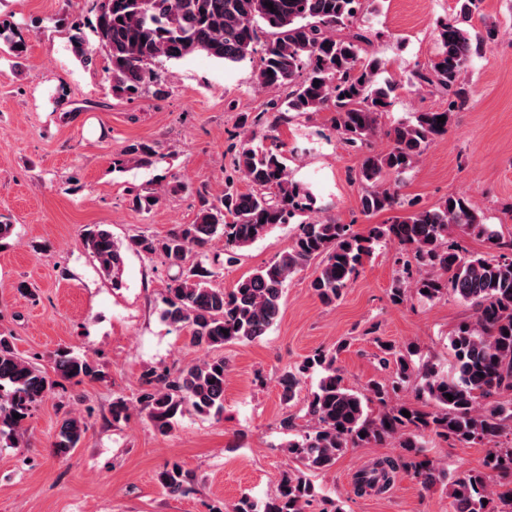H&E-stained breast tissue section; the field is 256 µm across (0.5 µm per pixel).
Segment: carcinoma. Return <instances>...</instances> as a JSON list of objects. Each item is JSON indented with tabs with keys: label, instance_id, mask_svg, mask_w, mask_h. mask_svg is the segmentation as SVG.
Listing matches in <instances>:
<instances>
[{
	"label": "carcinoma",
	"instance_id": "cac0c4a2",
	"mask_svg": "<svg viewBox=\"0 0 512 512\" xmlns=\"http://www.w3.org/2000/svg\"><path fill=\"white\" fill-rule=\"evenodd\" d=\"M367 0H94L92 48L81 23L70 25L72 52L85 66L95 64L96 50L105 52L112 94L132 99L158 85L156 61L180 60L204 54L226 65L255 55L259 64L255 85L270 93L266 111L281 118L313 112L331 113L330 124L344 143L361 154L356 179L363 185L361 208L367 215L402 206L388 178L413 168L436 140L448 132L440 117L464 108L469 92L462 81L472 61L488 49V38L466 23L480 12L482 0H456L454 12L437 24L438 52L413 72L421 87L448 96L443 111L417 112L411 120L385 132L391 145L376 151L371 138L378 119L388 111L401 84L379 79L389 62L368 53L370 29L360 21ZM273 4L268 8L267 4ZM0 45L16 61L27 54L26 41L2 24ZM155 146L133 142L112 159V170L128 165L150 166ZM233 170L246 183L225 181L224 193L209 199L199 193L201 208L191 224H180L163 238L143 236L136 250L160 254L176 272L169 279L161 316L185 330L192 346L214 349L235 341H252L277 322L283 288L312 260H319L310 288L320 302L340 300L365 259L382 245L410 251L413 263L403 265V277L392 288V300L404 302L408 293L434 301L453 293L474 310L475 321L460 326L451 338L459 376L450 379L434 365L415 366L413 343L398 348L381 343L380 360L392 366L387 381H371L362 391L345 385L337 354L317 350L296 368L280 375L284 403L294 400L308 373L320 378L307 402L311 428L298 432L285 418L281 428L294 434L286 448L300 467L282 473L277 493L262 503L244 495L231 512H309L317 492L310 476L328 471L348 448L395 440L403 450L398 461L385 460L357 478V490L390 485L402 470L423 487L445 478L425 456L424 437L435 434L464 448H484L481 469L462 472L445 484L453 512H512V239L459 197L450 196L432 207L371 224L359 232L351 224L311 219L316 203L312 190L292 178L278 145L253 146L245 140L233 160ZM161 191L145 189L131 202L149 212ZM297 223L288 248L259 270L239 279L226 291L213 285L216 276L206 248L224 238L227 262L280 224ZM474 236L487 244L484 254L468 253L448 243L453 232ZM85 249L100 270L120 287L125 253L100 226L86 228ZM428 293H423V290ZM509 335H504V332ZM54 370L67 379H93L96 365L87 357L59 350ZM222 357H209L174 373L151 370L137 397L139 411L153 427L166 433L186 406L205 415L224 410ZM415 384L417 403H399V391ZM55 385L37 364L15 351L12 337L0 334V436L13 440L30 411ZM453 395L449 399L446 394ZM408 411L406 417L402 411ZM20 418L15 419L13 415ZM86 432L76 417L62 420L55 434L57 454L79 447ZM171 496L189 491L188 474L177 464L159 474Z\"/></svg>",
	"mask_w": 512,
	"mask_h": 512
}]
</instances>
